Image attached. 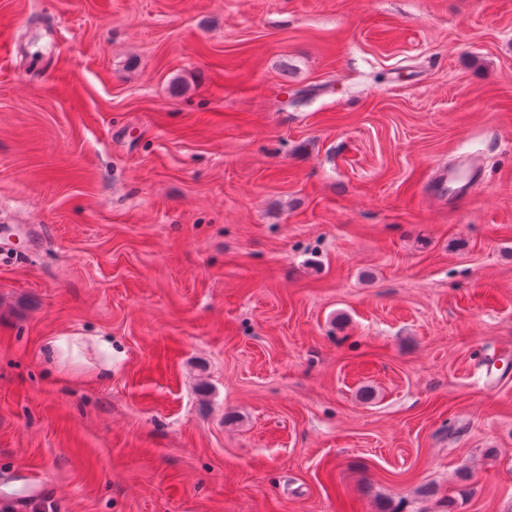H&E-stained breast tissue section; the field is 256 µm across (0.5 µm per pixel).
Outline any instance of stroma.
<instances>
[{"mask_svg":"<svg viewBox=\"0 0 512 512\" xmlns=\"http://www.w3.org/2000/svg\"><path fill=\"white\" fill-rule=\"evenodd\" d=\"M0 36V512H512V0H0ZM479 174L478 167L474 163H469L445 173L440 180L436 194L442 195L448 189V192L458 198H466L470 195L472 183ZM82 336L62 335L57 336L50 342L53 358L58 361L59 356L73 358L79 355ZM101 357L97 368L102 378L112 374V339L105 336H90Z\"/></svg>","mask_w":512,"mask_h":512,"instance_id":"35a3bbf8","label":"stroma"}]
</instances>
